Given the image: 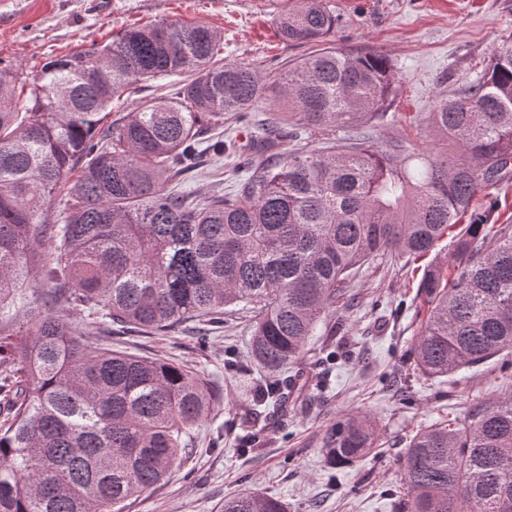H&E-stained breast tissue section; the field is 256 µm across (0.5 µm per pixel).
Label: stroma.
<instances>
[{
	"label": "stroma",
	"instance_id": "obj_1",
	"mask_svg": "<svg viewBox=\"0 0 512 512\" xmlns=\"http://www.w3.org/2000/svg\"><path fill=\"white\" fill-rule=\"evenodd\" d=\"M341 19L330 44L350 55L386 54L395 94L370 142L402 141L420 152L441 148L425 124L438 98L484 73L512 40V0H330ZM292 0H0V63L39 70L52 54L103 42L132 25L161 20L202 23L224 35V58L277 78L305 50L284 43L275 21ZM422 264L377 259L362 268L327 318L339 331L311 337L288 369L307 380L304 397L274 417L253 406L259 370L248 364L253 319L224 317L206 347L181 331L128 336L119 349L162 358L205 375L214 410L192 431L182 466L160 485L124 504L123 512H224V501L251 489L283 499L288 512H395L404 493L399 453L420 429L464 419L512 383V354L441 379H429L410 356L417 333ZM244 372L226 368L230 353ZM366 415L380 429L365 459L329 464L325 435L337 422ZM260 431L256 449L241 453L245 435Z\"/></svg>",
	"mask_w": 512,
	"mask_h": 512
}]
</instances>
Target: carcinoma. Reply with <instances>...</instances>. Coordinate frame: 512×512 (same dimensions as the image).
Returning <instances> with one entry per match:
<instances>
[{"label":"carcinoma","instance_id":"obj_1","mask_svg":"<svg viewBox=\"0 0 512 512\" xmlns=\"http://www.w3.org/2000/svg\"><path fill=\"white\" fill-rule=\"evenodd\" d=\"M338 23L328 0H295L277 33L315 50L273 81L224 60L219 31L172 21L50 57L33 75L0 67V512H117L181 464L213 411L204 376L92 347L58 304L112 337L216 326L240 306L254 317L250 359L271 373L250 393L282 411L297 385L288 365L361 267L421 260L452 233L451 257L428 262L418 285L417 369L439 378L512 351V220L471 211L512 179V42L428 113L444 148L355 135L310 149L338 123L384 118L394 91L386 55L327 46ZM173 76L174 96L109 120L140 83ZM226 119L258 130L240 143ZM285 139L295 148L280 153ZM206 155L233 159L230 192L183 190ZM19 313L29 325L14 331ZM377 442L360 417L336 423L325 446L341 466ZM400 461L399 512H512V394L417 432ZM224 512L287 506L253 491Z\"/></svg>","mask_w":512,"mask_h":512}]
</instances>
